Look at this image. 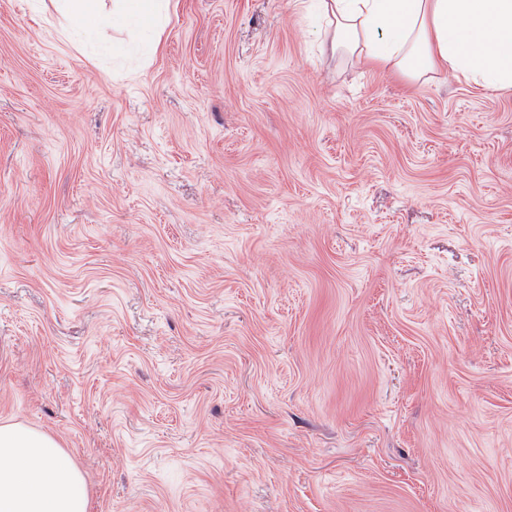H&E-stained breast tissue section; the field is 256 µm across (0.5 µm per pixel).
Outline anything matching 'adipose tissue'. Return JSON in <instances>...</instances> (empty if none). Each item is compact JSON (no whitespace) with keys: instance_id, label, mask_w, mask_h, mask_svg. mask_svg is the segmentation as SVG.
Returning a JSON list of instances; mask_svg holds the SVG:
<instances>
[{"instance_id":"obj_1","label":"adipose tissue","mask_w":512,"mask_h":512,"mask_svg":"<svg viewBox=\"0 0 512 512\" xmlns=\"http://www.w3.org/2000/svg\"><path fill=\"white\" fill-rule=\"evenodd\" d=\"M319 9L331 51L363 65L512 93V0H319ZM0 512H89L85 479L52 435L0 423Z\"/></svg>"}]
</instances>
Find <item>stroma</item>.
I'll return each instance as SVG.
<instances>
[{
  "mask_svg": "<svg viewBox=\"0 0 512 512\" xmlns=\"http://www.w3.org/2000/svg\"><path fill=\"white\" fill-rule=\"evenodd\" d=\"M0 0V422L90 512H512V93L297 0ZM63 2L62 15L67 20L68 28L84 26L90 28L97 22L98 0H58ZM160 2H163V0H114L112 4V16L113 19H115L117 16L125 15L129 6L133 4L141 18L150 20L157 14V11L162 9L163 5Z\"/></svg>",
  "mask_w": 512,
  "mask_h": 512,
  "instance_id": "stroma-1",
  "label": "stroma"
}]
</instances>
